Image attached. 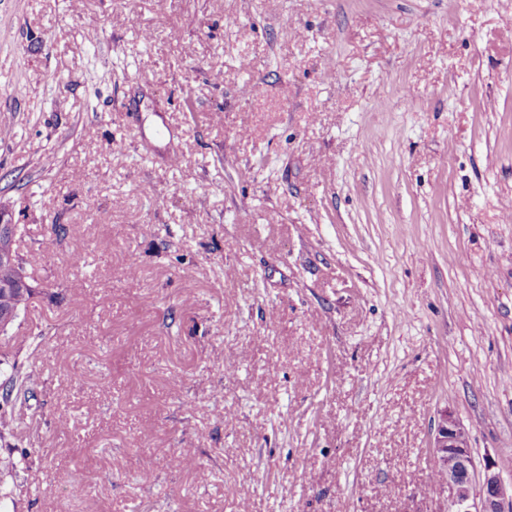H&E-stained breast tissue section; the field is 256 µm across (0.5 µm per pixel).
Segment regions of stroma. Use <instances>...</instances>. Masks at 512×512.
<instances>
[{"instance_id": "1", "label": "stroma", "mask_w": 512, "mask_h": 512, "mask_svg": "<svg viewBox=\"0 0 512 512\" xmlns=\"http://www.w3.org/2000/svg\"><path fill=\"white\" fill-rule=\"evenodd\" d=\"M0 215V512H448L446 409L512 484V0H0ZM16 224L3 222L0 216V264L12 266L16 263V253L13 241L16 238ZM16 288H33L26 280L24 276L18 278L14 282L1 283L0 284V331L5 332L11 327L18 317L19 309L14 307V294ZM34 294V288L31 289L27 296H24L21 300V308L27 307L32 295ZM34 372L23 366L13 365L11 375L1 383L0 393V441L18 434V422L13 409L18 401L26 400L29 393L28 384Z\"/></svg>"}]
</instances>
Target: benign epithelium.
<instances>
[{
    "mask_svg": "<svg viewBox=\"0 0 512 512\" xmlns=\"http://www.w3.org/2000/svg\"><path fill=\"white\" fill-rule=\"evenodd\" d=\"M15 228L16 225L0 218V264L3 266L16 263ZM28 287L30 284L24 277L0 284L1 332L7 331L18 317L19 309L14 307L16 289ZM430 448L440 471V482L450 491L448 512H512V491L505 487L500 472L488 466L481 479L475 480L468 434L452 411L440 414Z\"/></svg>",
    "mask_w": 512,
    "mask_h": 512,
    "instance_id": "obj_1",
    "label": "benign epithelium"
}]
</instances>
